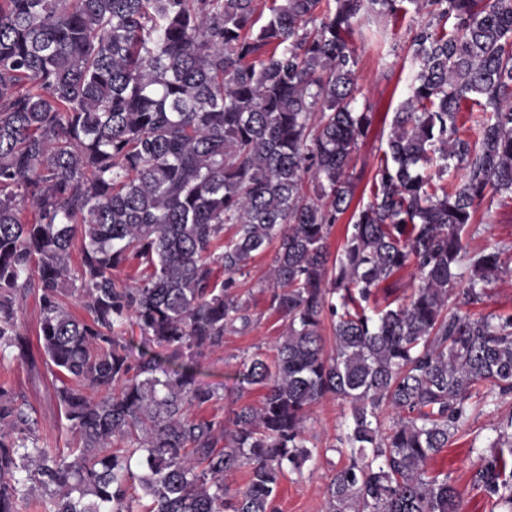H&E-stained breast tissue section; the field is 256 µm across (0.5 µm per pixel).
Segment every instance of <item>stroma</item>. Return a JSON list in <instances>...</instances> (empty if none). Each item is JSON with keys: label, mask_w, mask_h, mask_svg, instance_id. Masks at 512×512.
Here are the masks:
<instances>
[{"label": "stroma", "mask_w": 512, "mask_h": 512, "mask_svg": "<svg viewBox=\"0 0 512 512\" xmlns=\"http://www.w3.org/2000/svg\"><path fill=\"white\" fill-rule=\"evenodd\" d=\"M420 21V15L411 11L396 21L363 16L354 22V43L360 58L359 101L372 107L375 118L355 157L358 181L353 205H362L371 198L380 148L386 143L394 113L408 96V84L415 68L408 32ZM474 226L476 233L468 239L470 249L496 244L512 250V199L489 208L479 207ZM274 256L271 248L255 256L248 275L236 280L254 322L246 331L226 335L223 349L201 358L196 375L198 383L217 389L225 401L197 408L198 417L222 419L227 414V402L234 400L241 405L255 406L263 397L262 388L240 384L238 371L244 354L257 350L271 352L285 329V318L269 307L268 285ZM1 382L24 395L34 408L42 441L52 448L67 447L71 438L64 427L47 370L34 372L27 363L7 358L0 361ZM344 410V404L336 399L324 400L314 407L308 436L317 452L301 473H290L282 479L276 501L278 512H325V487L343 463L329 443L343 420ZM511 411L512 397L497 407L473 398L472 415L463 432L427 465L429 474L448 478L460 491L461 512L490 510L483 495L471 485V475L479 463L476 451L488 447L501 420Z\"/></svg>", "instance_id": "obj_1"}]
</instances>
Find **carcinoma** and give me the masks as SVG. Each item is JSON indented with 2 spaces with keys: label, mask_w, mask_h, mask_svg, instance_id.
<instances>
[{
  "label": "carcinoma",
  "mask_w": 512,
  "mask_h": 512,
  "mask_svg": "<svg viewBox=\"0 0 512 512\" xmlns=\"http://www.w3.org/2000/svg\"><path fill=\"white\" fill-rule=\"evenodd\" d=\"M270 2L263 23L257 0H0V359L31 357L17 301L37 294L38 349L78 439L40 445L1 384L0 512H275L330 396L349 421L326 512H460L427 463L480 389L512 395V311H475L502 252L466 242L482 203L512 197V0ZM406 3L423 17L409 95L333 257L374 119L352 25ZM468 105L479 116L460 126ZM274 240L269 303L286 329L241 372L262 401L197 418L224 396L189 365L132 364L125 331L171 359L222 349L252 323L235 276ZM134 260L145 274L119 279ZM409 267L410 295L371 305ZM245 467L244 488L224 483ZM471 484L512 512V413Z\"/></svg>",
  "instance_id": "1"
}]
</instances>
